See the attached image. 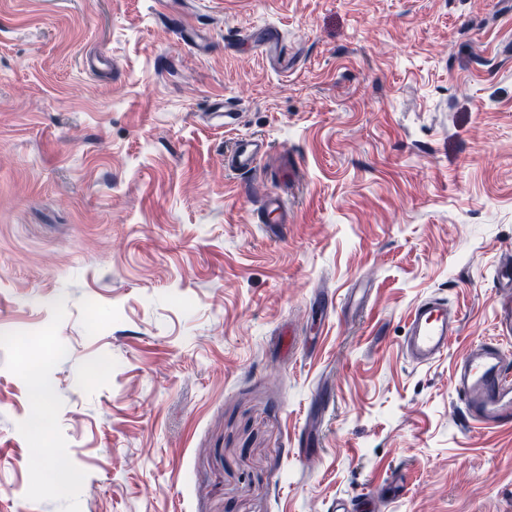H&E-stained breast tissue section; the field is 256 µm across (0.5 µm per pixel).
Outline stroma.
Returning <instances> with one entry per match:
<instances>
[{
  "label": "stroma",
  "mask_w": 512,
  "mask_h": 512,
  "mask_svg": "<svg viewBox=\"0 0 512 512\" xmlns=\"http://www.w3.org/2000/svg\"><path fill=\"white\" fill-rule=\"evenodd\" d=\"M508 256L512 0H0V512H512L451 386ZM267 142L258 137L237 139L231 150L224 155V167L234 174H246L257 168L267 151ZM289 217L288 204L282 195L270 192L264 196L257 213V223L281 231L284 224H288ZM458 333L459 319L448 310V301L426 297L413 305L407 317L403 354L413 365L427 366L447 355Z\"/></svg>",
  "instance_id": "35a3bbf8"
}]
</instances>
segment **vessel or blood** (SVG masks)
Here are the masks:
<instances>
[{
	"mask_svg": "<svg viewBox=\"0 0 512 512\" xmlns=\"http://www.w3.org/2000/svg\"><path fill=\"white\" fill-rule=\"evenodd\" d=\"M268 144L258 137L237 139L224 156V166L235 174L256 169ZM290 217L288 204L277 193L264 196L258 223L283 229ZM493 285L498 294L494 318L499 334L512 337V265L498 268ZM459 320L445 298L426 297L415 303L407 317L402 351L407 360L421 367L447 355ZM452 385L460 398L466 425L489 429L512 424V361L507 360L494 341H476L454 363Z\"/></svg>",
	"mask_w": 512,
	"mask_h": 512,
	"instance_id": "vessel-or-blood-1",
	"label": "vessel or blood"
}]
</instances>
